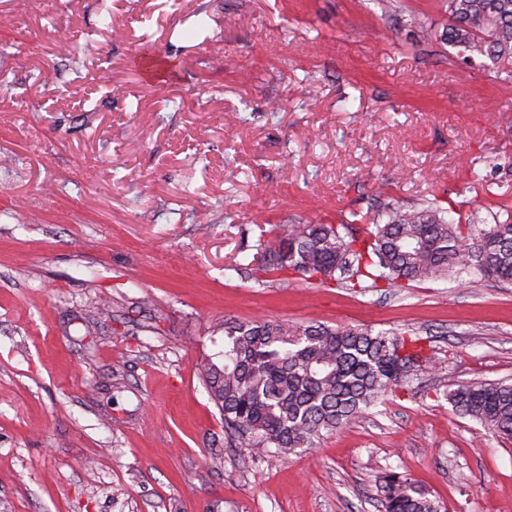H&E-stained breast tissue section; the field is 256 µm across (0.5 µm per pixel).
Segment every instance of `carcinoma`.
I'll return each mask as SVG.
<instances>
[{"instance_id":"1","label":"carcinoma","mask_w":512,"mask_h":512,"mask_svg":"<svg viewBox=\"0 0 512 512\" xmlns=\"http://www.w3.org/2000/svg\"><path fill=\"white\" fill-rule=\"evenodd\" d=\"M448 28L441 34L462 60L512 64V0H446ZM448 209L386 211L383 224L356 235L347 224H293L275 246L254 258L261 284L289 271L307 281L342 288H402L450 272L512 285V213L494 224L455 222ZM101 297L86 312L85 335L97 333L109 314ZM221 360H207L199 375L224 417L231 440L253 456L286 459L343 429L387 393L424 369L437 367L424 338L413 331L331 327L281 320L220 324ZM456 413L512 440V383H452ZM383 512H441L440 504L408 478L381 477Z\"/></svg>"}]
</instances>
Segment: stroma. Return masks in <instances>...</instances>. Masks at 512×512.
<instances>
[{
  "mask_svg": "<svg viewBox=\"0 0 512 512\" xmlns=\"http://www.w3.org/2000/svg\"><path fill=\"white\" fill-rule=\"evenodd\" d=\"M0 17V506L380 512L394 470L442 512H512V442L446 397L512 382L511 286L241 270L298 222L438 201L492 223L490 202L512 206V64H462L444 0H0ZM259 318L410 329L442 371L255 458L227 447L196 367L215 322Z\"/></svg>",
  "mask_w": 512,
  "mask_h": 512,
  "instance_id": "1",
  "label": "stroma"
}]
</instances>
